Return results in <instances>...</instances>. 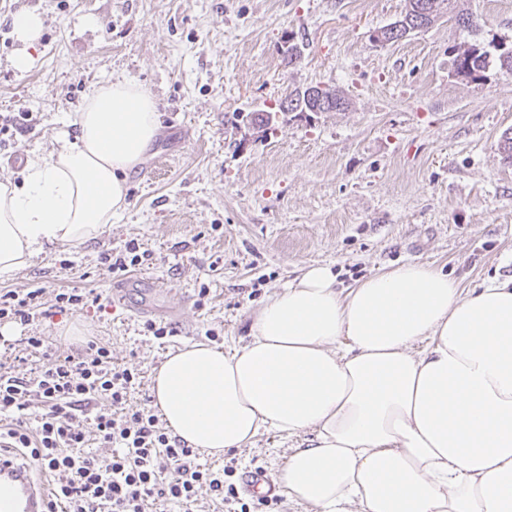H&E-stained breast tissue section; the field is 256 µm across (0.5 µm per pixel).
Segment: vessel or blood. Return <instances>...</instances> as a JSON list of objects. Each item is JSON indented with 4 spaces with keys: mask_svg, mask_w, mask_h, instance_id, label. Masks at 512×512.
<instances>
[{
    "mask_svg": "<svg viewBox=\"0 0 512 512\" xmlns=\"http://www.w3.org/2000/svg\"><path fill=\"white\" fill-rule=\"evenodd\" d=\"M246 493L261 498L278 496L280 489L264 475L245 478ZM48 493L32 469L11 459H0V512H47Z\"/></svg>",
    "mask_w": 512,
    "mask_h": 512,
    "instance_id": "b4317fda",
    "label": "vessel or blood"
}]
</instances>
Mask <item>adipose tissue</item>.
<instances>
[{
	"label": "adipose tissue",
	"mask_w": 512,
	"mask_h": 512,
	"mask_svg": "<svg viewBox=\"0 0 512 512\" xmlns=\"http://www.w3.org/2000/svg\"><path fill=\"white\" fill-rule=\"evenodd\" d=\"M158 117L130 82L92 88L75 140L0 182V273L94 240L126 209ZM250 331L156 370L155 403L191 448L218 458L264 430L306 436L274 480L315 512H512V277L464 289L408 261L341 288L311 265Z\"/></svg>",
	"instance_id": "adipose-tissue-1"
}]
</instances>
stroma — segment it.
Segmentation results:
<instances>
[{
  "mask_svg": "<svg viewBox=\"0 0 512 512\" xmlns=\"http://www.w3.org/2000/svg\"><path fill=\"white\" fill-rule=\"evenodd\" d=\"M480 23L477 42L512 40V0H464ZM405 0H0V114L32 113L0 148V181H20L16 153L48 155L78 133L73 120L91 86L134 83L158 104V133L128 177V207L95 240L57 247L1 275L0 290L106 292L100 262L137 242L135 271L158 283L149 317L131 286L126 304L87 308L26 325L0 326V356L21 336L63 349L94 339L141 386L166 355L215 331L228 349L248 339L254 313L303 266L331 264L339 286L409 260L442 267L463 287L512 275V162L497 144L512 129V76L489 67L476 81L452 74L454 19L394 43L375 29L400 18ZM41 15L40 37L18 41L14 15ZM304 45L288 64V37ZM28 50L32 65L14 58ZM341 91L347 110L291 114L267 130L251 113L277 107L295 88ZM209 288L198 305L200 285ZM172 328L156 340L147 323ZM301 437L261 432L246 448L206 459L265 477Z\"/></svg>",
  "mask_w": 512,
  "mask_h": 512,
  "instance_id": "obj_1",
  "label": "stroma"
}]
</instances>
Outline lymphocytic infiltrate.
I'll use <instances>...</instances> for the list:
<instances>
[{"mask_svg":"<svg viewBox=\"0 0 512 512\" xmlns=\"http://www.w3.org/2000/svg\"><path fill=\"white\" fill-rule=\"evenodd\" d=\"M91 304L104 308L103 294L66 289L48 310L41 289L1 292L0 322L26 324ZM20 345L18 361L28 375L0 363V447L27 449L54 473L51 512H154L159 502L193 512L204 489L220 502L235 500L232 469L204 467L154 410L129 408L140 375L115 365L108 346L91 340L65 355L42 336L21 338ZM101 400L108 410L97 409ZM92 444L109 456L90 454Z\"/></svg>","mask_w":512,"mask_h":512,"instance_id":"f902f5d3","label":"lymphocytic infiltrate"}]
</instances>
